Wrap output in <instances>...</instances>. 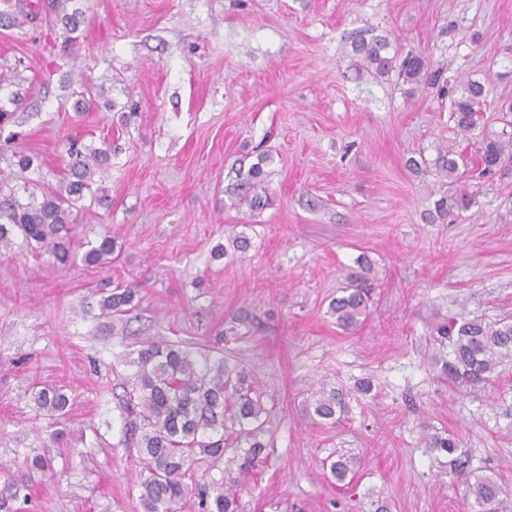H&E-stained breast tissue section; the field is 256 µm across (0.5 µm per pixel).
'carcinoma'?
<instances>
[{
    "mask_svg": "<svg viewBox=\"0 0 512 512\" xmlns=\"http://www.w3.org/2000/svg\"><path fill=\"white\" fill-rule=\"evenodd\" d=\"M55 24L62 27L65 44L73 48L75 33L84 21L81 0H51ZM388 42L381 38L354 41L353 51L361 55L375 74L384 76L399 67L406 81L416 85L435 84L436 73L421 56H408L400 64L385 54ZM486 85L472 81L465 95L455 102V121L467 132L476 123L477 112L487 96ZM69 163L66 177L58 185H48L36 193L28 182L16 183L18 175L0 173V255L11 251L17 238L33 252L48 255L60 269L82 262L90 268L112 264L117 245L109 235L96 242H86L83 249L74 245V224L77 223L76 203L89 192L92 199L108 197L103 184L104 174L111 166L112 145L99 147L72 144L68 149ZM512 158V142L490 140L482 154V162L491 169L505 159ZM267 174L262 163L248 169L236 170V183L227 192L230 206L243 202L259 208L267 197ZM472 195L460 191L452 204L441 200L438 209L453 214V210H466ZM371 267L356 277L349 278L342 295L332 300L330 313L336 325L344 331L354 330L363 323L370 301ZM138 286L116 288L100 301L103 310L121 315L134 306ZM439 338L448 341L450 352L433 357L441 373L456 387L464 391L483 389L500 376L504 362L512 359V323H486L480 319L453 318L436 328ZM135 371L130 389L126 393L127 405L140 408V421L130 423L135 445L143 455L146 477L140 483L139 499L143 512H177L178 505L193 491L198 499L199 512H239L238 491L245 467L235 476L190 486L192 458L205 455L220 458L224 455V430L239 426V432L248 439L246 457L253 462L259 458L265 444L259 439L262 432L260 417L265 408L246 376L209 360L199 361L193 354L177 345L149 343L131 360ZM38 408L50 413L64 411L65 394L42 389L34 396ZM340 402L332 394H318L308 402L307 411L324 420H331ZM425 447L432 452L450 457L458 442L452 436L428 435ZM357 459L342 454L330 465L336 482L342 483L353 476ZM469 508L492 512L503 493V487L489 476H474L466 481Z\"/></svg>",
    "mask_w": 512,
    "mask_h": 512,
    "instance_id": "carcinoma-1",
    "label": "carcinoma"
}]
</instances>
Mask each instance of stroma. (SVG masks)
I'll return each mask as SVG.
<instances>
[{
  "mask_svg": "<svg viewBox=\"0 0 512 512\" xmlns=\"http://www.w3.org/2000/svg\"><path fill=\"white\" fill-rule=\"evenodd\" d=\"M84 7L69 51L44 17L0 23V72L25 96L13 146L36 158L27 178L58 182L70 143H111L109 199H84L75 240L122 247L102 269L61 270L26 247L0 256V491L24 492L8 512H143L126 357L151 341L224 359L267 409L242 512H465L466 486L429 434L454 435L469 472L512 490V364L466 395L440 378L431 340L457 314L512 322V163L480 165L486 141L512 137V0ZM361 36L427 58L439 85L374 74L352 51ZM470 79L491 85L463 132L453 109ZM79 92L95 100L81 114ZM261 154L270 205L225 206L236 169ZM461 188L469 209L439 216ZM363 264L372 300L346 332L329 303ZM128 284L140 303L117 326L100 301ZM45 387L67 395L65 412L37 409ZM319 390L341 401L336 422L306 412ZM341 453L360 462L346 487L329 471ZM243 458L227 436L194 477Z\"/></svg>",
  "mask_w": 512,
  "mask_h": 512,
  "instance_id": "obj_1",
  "label": "stroma"
}]
</instances>
